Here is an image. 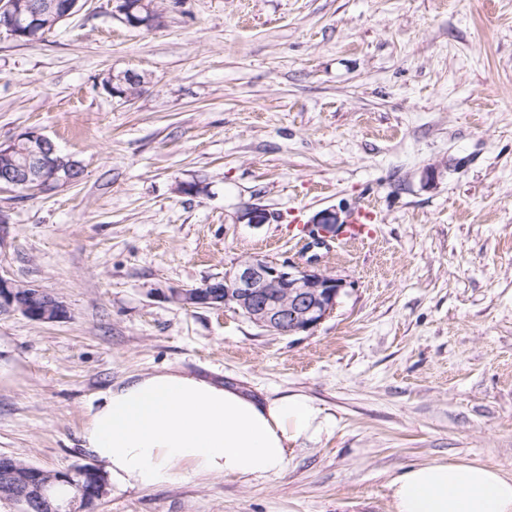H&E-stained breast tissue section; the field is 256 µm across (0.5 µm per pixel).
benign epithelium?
Wrapping results in <instances>:
<instances>
[{
	"label": "benign epithelium",
	"mask_w": 512,
	"mask_h": 512,
	"mask_svg": "<svg viewBox=\"0 0 512 512\" xmlns=\"http://www.w3.org/2000/svg\"><path fill=\"white\" fill-rule=\"evenodd\" d=\"M82 0H0V33L14 39H37L77 14ZM140 8L146 20L133 17ZM164 12L157 0H141L131 5L128 0H113V16L133 27H156L163 22ZM143 77L133 72L111 73L105 85L112 95L127 99L144 86ZM18 152L20 162L0 166V189L49 194L70 187L76 181L73 173L80 168L77 161L58 154L55 142L37 130L0 144V152ZM338 219L334 214L313 218L312 232L327 238L336 233ZM343 283L319 268L277 263L250 257L236 263L224 278L209 281L199 288L175 290L171 298L188 308H229L253 325L267 331L297 334L308 332L329 318L336 310ZM20 312L36 322H56L67 317L61 301L53 294L15 283L0 275V308ZM87 482L79 485L75 496L59 500L52 494L55 484L72 477L48 473L10 458L0 457V499L25 505L35 512H88L92 504L106 495V476L102 468L92 464L82 469Z\"/></svg>",
	"instance_id": "obj_1"
}]
</instances>
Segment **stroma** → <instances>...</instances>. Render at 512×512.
<instances>
[{
  "instance_id": "35a3bbf8",
  "label": "stroma",
  "mask_w": 512,
  "mask_h": 512,
  "mask_svg": "<svg viewBox=\"0 0 512 512\" xmlns=\"http://www.w3.org/2000/svg\"><path fill=\"white\" fill-rule=\"evenodd\" d=\"M124 70L128 100L104 88ZM30 130L84 172L0 191V275L68 311L0 309V455L94 462L88 405L172 369L335 427L282 475L112 486L95 512H394L412 465L512 474V0H184L150 30L86 0L46 38L0 33V142ZM361 207L362 243L300 233ZM255 256L316 260L334 314L278 335L170 297ZM145 81L143 77L133 72H112L105 81V85L112 92L113 96H120V98L127 99L144 86ZM130 88L126 90V88ZM124 90L123 92H119L118 90Z\"/></svg>"
}]
</instances>
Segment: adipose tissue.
Listing matches in <instances>:
<instances>
[{
  "instance_id": "ef3b65f1",
  "label": "adipose tissue",
  "mask_w": 512,
  "mask_h": 512,
  "mask_svg": "<svg viewBox=\"0 0 512 512\" xmlns=\"http://www.w3.org/2000/svg\"><path fill=\"white\" fill-rule=\"evenodd\" d=\"M334 425L313 398L256 399L167 371L113 386L88 408L82 442L118 487L154 486L184 473L235 478L284 473L296 445ZM394 512H512V475L479 462L407 467L390 484Z\"/></svg>"
}]
</instances>
